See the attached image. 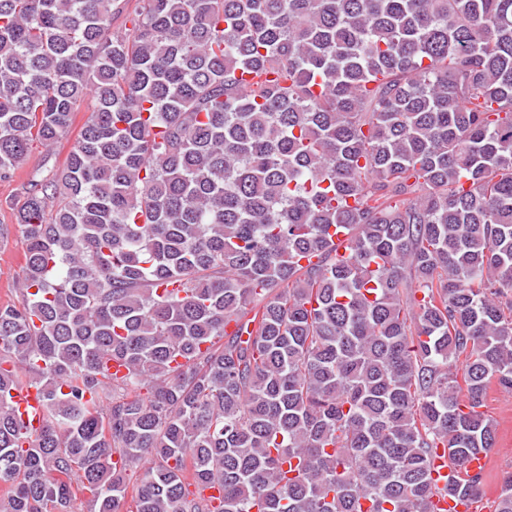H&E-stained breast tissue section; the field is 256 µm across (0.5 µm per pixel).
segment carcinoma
Segmentation results:
<instances>
[{
    "mask_svg": "<svg viewBox=\"0 0 512 512\" xmlns=\"http://www.w3.org/2000/svg\"><path fill=\"white\" fill-rule=\"evenodd\" d=\"M126 8L0 0V182L94 101L17 210L0 512L481 501L486 393L512 391V0ZM41 399V393L35 387L12 392V402L21 420L33 429H38L42 424Z\"/></svg>",
    "mask_w": 512,
    "mask_h": 512,
    "instance_id": "carcinoma-1",
    "label": "carcinoma"
}]
</instances>
